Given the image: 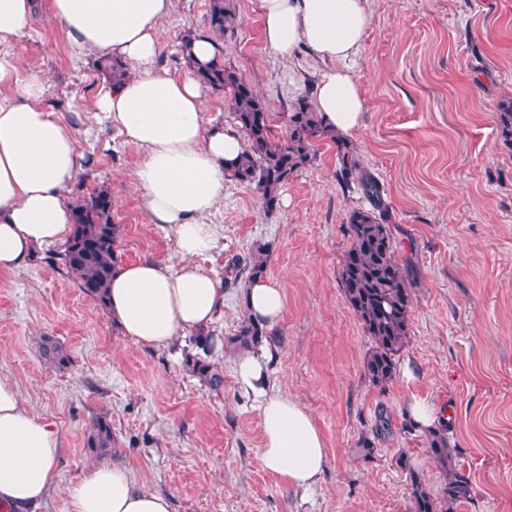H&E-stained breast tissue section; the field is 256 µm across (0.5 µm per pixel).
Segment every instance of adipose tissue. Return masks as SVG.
Wrapping results in <instances>:
<instances>
[{
  "label": "adipose tissue",
  "mask_w": 512,
  "mask_h": 512,
  "mask_svg": "<svg viewBox=\"0 0 512 512\" xmlns=\"http://www.w3.org/2000/svg\"><path fill=\"white\" fill-rule=\"evenodd\" d=\"M174 0H49L75 54L119 58L133 73L100 87L92 102L144 157L134 180L147 221L176 235L177 262L146 259L119 265L108 313L123 336L145 347L208 333L224 309L219 280L199 264L215 245L205 219L224 201L226 173L245 148L230 127L205 126L195 75L157 68V31ZM266 44L280 58L300 47L330 60L314 90L318 112L342 136L364 118L362 91L350 67L369 23L367 0H261ZM80 170L76 135L43 104V83L20 79L10 54L0 55V271L16 273L45 245L64 241L72 212L65 191ZM248 316L274 326L285 307L283 288L265 278L245 283ZM267 352L248 349L236 366L240 388L257 402L262 460L289 487L312 489L327 464L312 414L270 380ZM62 441L55 424L0 376V506L46 501L57 480ZM71 512H171L169 495L137 483L117 462L91 466L70 488Z\"/></svg>",
  "instance_id": "adipose-tissue-1"
}]
</instances>
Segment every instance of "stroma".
Here are the masks:
<instances>
[{
  "label": "stroma",
  "instance_id": "1",
  "mask_svg": "<svg viewBox=\"0 0 512 512\" xmlns=\"http://www.w3.org/2000/svg\"><path fill=\"white\" fill-rule=\"evenodd\" d=\"M237 24L221 41L225 65L266 101L275 134L292 103L328 68L308 49L278 57L263 39L261 0H231ZM370 23L352 70L365 99L349 144L390 207L400 261L415 281L409 335L396 375L380 387L365 362L372 342L348 308L340 268L352 244L347 219L369 208L357 185L341 186L334 142L266 210L233 180L209 218L217 246L202 262L224 284L225 340L214 390L183 364L189 337L146 348L122 336L107 310L40 250L23 271H0V375L57 426V484L27 512H70L69 489L96 459L85 446L93 420L112 421L113 457L138 483L168 493L173 512H410V472L439 490L443 471L406 405L449 415L453 461L471 493L454 512H512V146L499 136L497 103L512 95V0H368ZM210 0H174L160 24L158 62L181 77L183 38L206 33ZM7 50L21 77L45 81L44 102L76 132L81 170L69 197L106 185L120 227L121 262L175 257L173 228L148 223L134 170L143 157L91 103L107 77L99 58L75 56L62 24L39 10ZM264 249L265 275L285 291L270 380L313 415L328 453L314 492L286 486L261 459L256 402L235 376L231 339L246 317L243 267ZM70 355L64 369L41 358V337ZM389 426L378 430L380 418ZM374 442L365 455L364 439Z\"/></svg>",
  "mask_w": 512,
  "mask_h": 512
}]
</instances>
